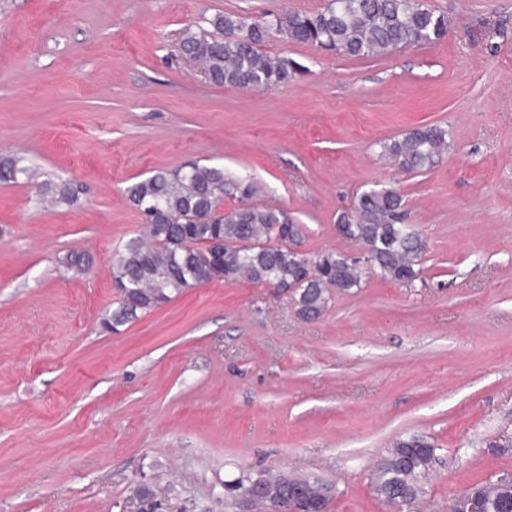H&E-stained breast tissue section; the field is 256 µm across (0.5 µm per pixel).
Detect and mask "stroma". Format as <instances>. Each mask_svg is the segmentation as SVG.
<instances>
[{
    "mask_svg": "<svg viewBox=\"0 0 512 512\" xmlns=\"http://www.w3.org/2000/svg\"><path fill=\"white\" fill-rule=\"evenodd\" d=\"M429 2L450 20L433 46L350 59L272 37L302 72L265 91L201 81L181 30L326 0H0V159L77 188L46 207L0 183V512H224L244 468L393 512L369 474L408 434L437 449L424 512L512 472V0ZM431 124L449 144L432 171L381 157ZM196 160L257 181L311 255H361L338 214L397 188L428 241L419 278L366 274L313 320L215 281L106 330L113 254L142 225L126 188Z\"/></svg>",
    "mask_w": 512,
    "mask_h": 512,
    "instance_id": "stroma-1",
    "label": "stroma"
}]
</instances>
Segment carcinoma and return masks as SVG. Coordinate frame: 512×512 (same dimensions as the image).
<instances>
[{
  "label": "carcinoma",
  "mask_w": 512,
  "mask_h": 512,
  "mask_svg": "<svg viewBox=\"0 0 512 512\" xmlns=\"http://www.w3.org/2000/svg\"><path fill=\"white\" fill-rule=\"evenodd\" d=\"M210 28H186L184 54L216 86L273 90L291 81L296 68L263 46L275 35L349 58L381 56L407 46L431 45L448 32V17L427 0H328L316 12L292 11L249 19L218 13ZM448 151V129L418 127L382 143V153L406 172L431 171ZM37 173L13 158L0 162V182ZM252 179L221 166L188 163L127 187L130 205L143 217L145 235L130 238L113 260L112 282L124 291L107 326L118 330L138 314L158 308L188 288L217 280H241L290 292L297 313L319 317L335 293L361 287L363 266L340 252L311 256L299 250L302 225L288 212L254 203ZM406 203L396 188L375 185L360 192L337 223L366 246L365 261L381 277L408 285L421 271L428 244L406 223ZM436 448L423 435L396 439L372 469L371 487L382 502L407 510L426 495ZM320 476L244 472L224 485L226 506L242 493L253 495L255 512H286L289 499L320 496ZM483 512H512V474L502 472L475 484Z\"/></svg>",
  "instance_id": "carcinoma-1"
}]
</instances>
